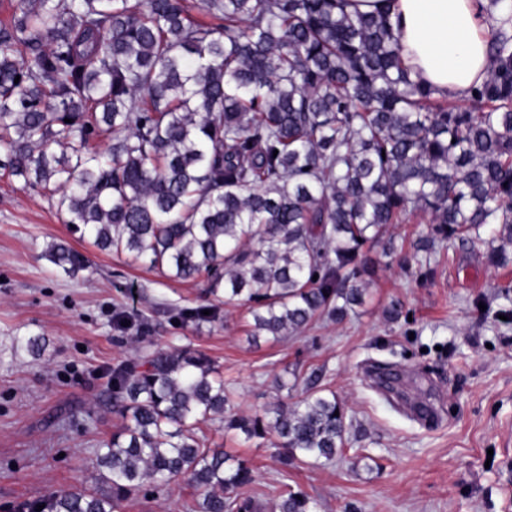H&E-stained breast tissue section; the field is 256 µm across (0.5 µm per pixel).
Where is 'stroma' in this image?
Returning a JSON list of instances; mask_svg holds the SVG:
<instances>
[{
	"label": "stroma",
	"mask_w": 512,
	"mask_h": 512,
	"mask_svg": "<svg viewBox=\"0 0 512 512\" xmlns=\"http://www.w3.org/2000/svg\"><path fill=\"white\" fill-rule=\"evenodd\" d=\"M66 241L89 261L69 274L47 257ZM370 294L355 315L250 342L252 318L224 306L206 280L178 282L72 233L40 192L0 175V512L80 483L116 429L113 365L140 351L190 347L224 372L246 415L280 400L277 376L298 371L336 393L351 443L330 463L284 468L272 439L244 441L206 426L258 474L271 512L282 483L317 512H512V266L452 242L427 275L373 248ZM400 303L391 320L386 310ZM206 305L214 320L184 321ZM132 316L118 328V314ZM45 340L31 355L20 337ZM193 489L136 496L120 512H195Z\"/></svg>",
	"instance_id": "stroma-1"
}]
</instances>
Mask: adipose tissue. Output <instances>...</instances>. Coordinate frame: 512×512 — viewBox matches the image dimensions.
Returning a JSON list of instances; mask_svg holds the SVG:
<instances>
[{
  "label": "adipose tissue",
  "mask_w": 512,
  "mask_h": 512,
  "mask_svg": "<svg viewBox=\"0 0 512 512\" xmlns=\"http://www.w3.org/2000/svg\"><path fill=\"white\" fill-rule=\"evenodd\" d=\"M489 0H347L351 13L390 16L413 79L451 97L468 96L490 70Z\"/></svg>",
  "instance_id": "adipose-tissue-1"
}]
</instances>
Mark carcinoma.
Instances as JSON below:
<instances>
[{
  "instance_id": "obj_1",
  "label": "carcinoma",
  "mask_w": 512,
  "mask_h": 512,
  "mask_svg": "<svg viewBox=\"0 0 512 512\" xmlns=\"http://www.w3.org/2000/svg\"><path fill=\"white\" fill-rule=\"evenodd\" d=\"M345 0H15L0 26V170L48 193L71 231L175 281L206 277L278 340L365 302L364 248L394 257L387 226L423 214V266L448 241L512 263V0L488 43L489 76L451 101L402 66L387 15ZM196 9L209 16L200 22ZM66 272L84 256L53 243ZM121 424L90 460L96 485L29 512H119L186 485L199 512H259L244 460L202 426L278 438L279 460L332 462L352 419L306 388L262 414L236 411L224 374L191 348L112 368ZM43 506L37 510V506ZM277 512H315L282 484Z\"/></svg>"
}]
</instances>
